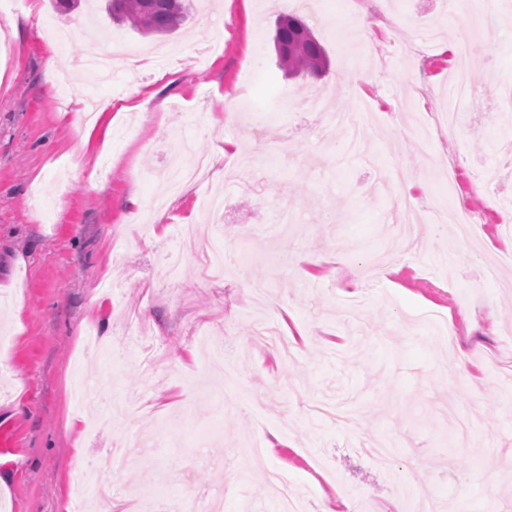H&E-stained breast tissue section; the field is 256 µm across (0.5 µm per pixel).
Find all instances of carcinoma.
I'll list each match as a JSON object with an SVG mask.
<instances>
[{
	"label": "carcinoma",
	"instance_id": "1",
	"mask_svg": "<svg viewBox=\"0 0 512 512\" xmlns=\"http://www.w3.org/2000/svg\"><path fill=\"white\" fill-rule=\"evenodd\" d=\"M105 9L116 23L144 35L163 36L186 22L191 0H106ZM275 40L288 45V53L280 61L292 76H320L326 72L324 48L302 19L293 15L280 18Z\"/></svg>",
	"mask_w": 512,
	"mask_h": 512
}]
</instances>
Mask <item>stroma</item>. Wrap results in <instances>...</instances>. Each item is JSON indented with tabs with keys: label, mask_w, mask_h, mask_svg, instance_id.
<instances>
[{
	"label": "stroma",
	"mask_w": 512,
	"mask_h": 512,
	"mask_svg": "<svg viewBox=\"0 0 512 512\" xmlns=\"http://www.w3.org/2000/svg\"><path fill=\"white\" fill-rule=\"evenodd\" d=\"M192 5L163 40L166 83L119 63L106 80L76 66L105 31L154 43L87 0L66 14L25 0L0 21V512L72 507L88 469L122 512H177L213 493L224 512H281L274 471L292 478L300 512L342 500L382 512L408 484L442 512H512V115L495 98L512 84V0H484L486 28L468 0ZM282 15L323 45L321 78L279 67ZM463 38L489 97L451 130L435 119ZM52 56L66 93L46 91ZM136 88L153 96L146 110L113 114L93 146L61 103L115 105ZM288 93L296 107L275 111ZM360 105L352 154L326 123ZM227 142L221 178L167 195L172 168ZM397 164L425 237L415 253L386 249L403 212L375 184ZM486 166L500 169L490 189L476 181ZM205 194L222 196L223 223ZM451 195L472 212L468 240L433 221ZM173 249L185 259L171 283ZM339 267L359 287L337 284ZM75 416L83 426L68 431ZM128 436L140 447L106 466Z\"/></svg>",
	"instance_id": "stroma-1"
}]
</instances>
